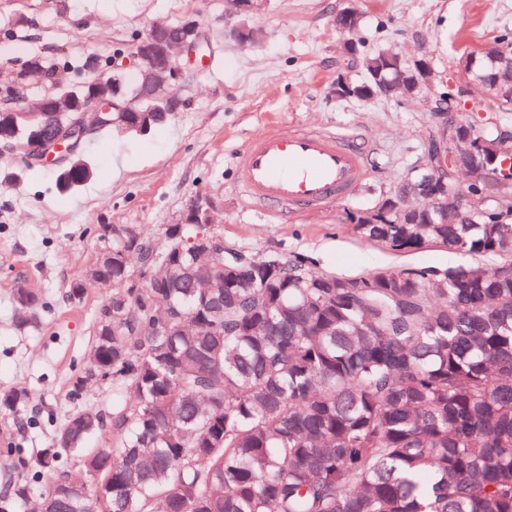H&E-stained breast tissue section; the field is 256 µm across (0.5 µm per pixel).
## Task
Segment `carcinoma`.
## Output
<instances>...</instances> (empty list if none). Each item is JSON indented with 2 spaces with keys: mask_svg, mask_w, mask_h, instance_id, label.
<instances>
[{
  "mask_svg": "<svg viewBox=\"0 0 512 512\" xmlns=\"http://www.w3.org/2000/svg\"><path fill=\"white\" fill-rule=\"evenodd\" d=\"M415 72L379 50L362 56L364 99L378 83ZM110 100L115 85L90 76L59 95L54 112H0V140L23 143L68 125L92 91ZM127 131L103 116L90 139ZM501 120L457 162L477 182L500 165ZM80 150L58 171L68 194L92 178ZM454 180L441 211L407 224L394 211L366 240L410 252L441 244L493 255L502 264L448 268L383 267L357 276L312 271L306 259L277 266H231L224 294L193 287L206 225L185 227L145 257L194 277L144 288L147 301L173 307L169 334L149 329L152 313L122 305L125 270L114 263L69 285L109 289L99 308L90 357L74 382L95 377L112 404L73 414L34 462L5 438L0 512H26L34 487H62L54 512H512V217L496 205L457 210ZM16 321L43 307L32 288L15 290ZM26 390L0 391V413L19 418ZM102 437L105 444L88 447ZM76 461L85 479H73Z\"/></svg>",
  "mask_w": 512,
  "mask_h": 512,
  "instance_id": "cac0c4a2",
  "label": "carcinoma"
}]
</instances>
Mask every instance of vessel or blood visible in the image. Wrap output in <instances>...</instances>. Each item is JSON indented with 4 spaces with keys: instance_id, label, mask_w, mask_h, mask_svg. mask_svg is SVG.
<instances>
[{
    "instance_id": "b4317fda",
    "label": "vessel or blood",
    "mask_w": 512,
    "mask_h": 512,
    "mask_svg": "<svg viewBox=\"0 0 512 512\" xmlns=\"http://www.w3.org/2000/svg\"><path fill=\"white\" fill-rule=\"evenodd\" d=\"M234 170L236 185L257 209L325 207L365 180L369 154L351 137L275 128L239 151Z\"/></svg>"
}]
</instances>
